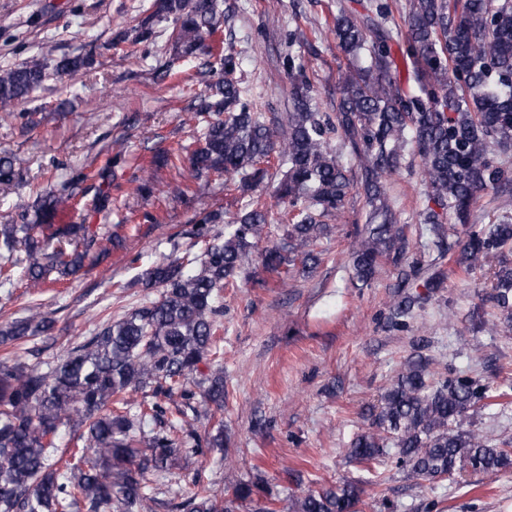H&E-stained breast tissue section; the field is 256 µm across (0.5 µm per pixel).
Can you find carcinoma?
Here are the masks:
<instances>
[{
    "mask_svg": "<svg viewBox=\"0 0 512 512\" xmlns=\"http://www.w3.org/2000/svg\"><path fill=\"white\" fill-rule=\"evenodd\" d=\"M362 9L357 17L336 2L333 32L356 67L339 74L333 115L316 110L291 56L283 60L291 105L273 126L232 78L238 58L231 50L201 63L198 74L210 80L188 113L199 136L156 153L138 192L144 199L186 195L178 185L163 187L158 171L188 163L199 174L231 176L247 200L233 216L210 210L185 225L182 235L205 243L199 256L140 270L138 281L154 298L108 320L53 363H28L24 354L31 338L54 329V318L32 310L0 326V512H149L174 458L224 447L222 426L203 439L188 418L224 408L223 293L240 279L268 285L251 270V254L267 234L265 189L274 178L271 198L281 208L283 233L260 253L263 269L282 282L297 266L312 272L320 263L316 243L331 232L325 219L340 212L357 181L371 207L366 231L351 245L355 284L364 288L382 256L394 253L397 265L404 259L382 178L400 171L413 149L427 187L428 243L444 252L449 225L465 227L457 264L469 276L491 274V291L479 299L499 312L495 329L512 333V261L504 255L512 246V200L502 202L494 221H471L481 195L512 180V0H406L402 28L393 0H364ZM232 14L224 0H154L133 43L148 42L156 23H171L170 58L154 71L165 80L176 62L199 58L206 38ZM394 44L401 46L403 78ZM91 64V57L75 55L55 69L74 78ZM47 70L39 56L0 70V111L14 115ZM346 155L358 173L344 164ZM23 168L20 157L0 155V184L19 181ZM73 206L72 196L47 193L37 199V223L0 224V282L10 281L19 263L31 289L42 287L52 270L68 276L82 269L101 241L82 224L55 223ZM398 277L400 288L413 280L425 288L389 306V323L400 331L444 287L447 274L416 263ZM429 365L421 355L407 358L369 409L370 426L352 441L349 456L369 467L393 451L415 481L512 467L508 442L492 443L469 421L471 409H490L508 391L464 373L437 377ZM135 392L141 401L132 399ZM63 427L69 449L56 443ZM357 502L354 487L325 486L296 498L294 512H355ZM245 503L251 512H277L259 477L239 484L228 501L201 488L170 508L236 512Z\"/></svg>",
    "mask_w": 512,
    "mask_h": 512,
    "instance_id": "obj_1",
    "label": "carcinoma"
}]
</instances>
